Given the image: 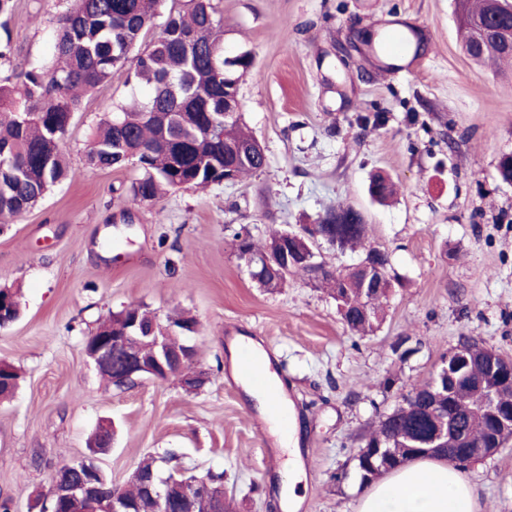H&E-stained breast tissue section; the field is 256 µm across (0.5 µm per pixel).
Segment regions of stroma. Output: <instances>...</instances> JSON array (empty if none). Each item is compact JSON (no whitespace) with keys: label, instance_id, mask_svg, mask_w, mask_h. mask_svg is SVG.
<instances>
[{"label":"stroma","instance_id":"1","mask_svg":"<svg viewBox=\"0 0 512 512\" xmlns=\"http://www.w3.org/2000/svg\"><path fill=\"white\" fill-rule=\"evenodd\" d=\"M215 3L227 57L254 59L239 101L265 169L127 208L117 193L139 177L136 163L86 161L97 123L130 98L115 80L84 96L73 117L63 145L72 178L0 224V287L18 288L22 306L0 330V361L24 374L0 401V498L13 512L48 497L52 464L87 455L102 422L114 440L98 463L115 483L144 455L174 448L185 474H223L233 512H283L287 455L254 429L256 407L226 374L229 324L269 354L302 424L305 499L291 512H353L358 489L339 476L361 435L462 337L512 358V185L497 175L512 155V63L467 56L454 0ZM65 7L15 0L9 30L19 68L52 60ZM395 19L421 24L427 49L412 72L391 76L353 43ZM378 173L399 187L385 205L368 191ZM339 205L364 213L371 244L391 261L385 318L363 337L318 282L292 276L265 291L232 246L235 232L261 246ZM139 304L162 322L196 317L188 342L208 376L200 390L174 379L118 387L88 362L86 337ZM467 474L483 512H512V446Z\"/></svg>","mask_w":512,"mask_h":512}]
</instances>
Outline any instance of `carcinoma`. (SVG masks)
Listing matches in <instances>:
<instances>
[{
  "mask_svg": "<svg viewBox=\"0 0 512 512\" xmlns=\"http://www.w3.org/2000/svg\"><path fill=\"white\" fill-rule=\"evenodd\" d=\"M460 16L459 38L467 55L476 62L510 61L512 52L493 44L472 43L474 24L487 18L489 0H455ZM13 0H0V71H8L15 81H0V220L35 208L47 193L70 173L62 144L81 99L100 85L116 78L131 87L130 103L117 107L119 124L107 115L97 125L88 145L87 161L100 168H122L134 161L142 172L120 198L128 208L154 203L170 191L205 188L219 184L228 174L237 180L262 171L267 157L258 140L246 129L242 116L224 118V95L238 93V82L224 84V72L244 75L253 66L252 56L243 52L224 62V25L217 17L213 0H69L54 29L55 61L32 62L16 73V54L8 30ZM218 126L222 135H209ZM379 201L390 197L394 188L378 177L370 185ZM320 240L341 250L363 249L381 267L384 287L367 279L365 270L330 271L313 275V267L301 265L279 274L261 268L252 278L269 292L283 288L288 276H312L321 281L337 302L341 319L356 335L373 331L382 320L383 301L392 285L388 274V253L366 245L365 216L351 206L324 210L314 220ZM233 246L239 260H259L270 249L302 250L305 245L274 233L263 246H256L248 234L237 232ZM141 326L155 325L156 316L143 307L124 309L99 323L92 335L115 336L131 320ZM196 324L182 314L168 323L172 345L185 344V330ZM468 356L475 360L471 372L483 375L476 360L490 349L465 338ZM411 387L394 407L379 416L367 430L354 457L353 474L365 485L387 472L382 456L399 459L398 469L424 451L415 438L432 426L431 403L413 395ZM482 389L462 388L455 393L453 418L461 433L472 442L493 436L495 429L481 413ZM448 461L468 466L484 460L477 449H455L448 440ZM89 454L78 460L60 462L54 475L90 474L100 488L103 506L112 495L121 494L135 503V512H162L160 502L127 482L116 484L98 464L105 452L93 434ZM166 449L138 462L134 472L161 476V464L177 460ZM168 476L186 485L192 493L194 512H214L224 496L221 473L186 477L177 468ZM85 502L75 496L53 498L51 512H84Z\"/></svg>",
  "mask_w": 512,
  "mask_h": 512,
  "instance_id": "cac0c4a2",
  "label": "carcinoma"
}]
</instances>
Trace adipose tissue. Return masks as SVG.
I'll return each mask as SVG.
<instances>
[{
  "label": "adipose tissue",
  "mask_w": 512,
  "mask_h": 512,
  "mask_svg": "<svg viewBox=\"0 0 512 512\" xmlns=\"http://www.w3.org/2000/svg\"><path fill=\"white\" fill-rule=\"evenodd\" d=\"M266 412L272 433L288 449L289 502H297L295 486L304 472L296 448L298 428L288 403L272 409L267 394L251 389ZM354 512H481L480 498L463 469L437 456H419L366 487Z\"/></svg>",
  "instance_id": "ef3b65f1"
}]
</instances>
